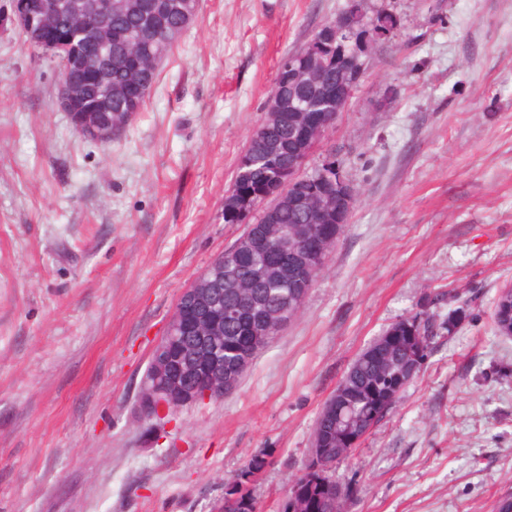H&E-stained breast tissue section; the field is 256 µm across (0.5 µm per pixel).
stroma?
<instances>
[{
    "label": "stroma",
    "mask_w": 512,
    "mask_h": 512,
    "mask_svg": "<svg viewBox=\"0 0 512 512\" xmlns=\"http://www.w3.org/2000/svg\"><path fill=\"white\" fill-rule=\"evenodd\" d=\"M349 0H200L112 142L54 105L53 63L0 0V512H213L260 450L281 512L319 412L357 355L448 290L476 296L332 475L348 512H496L512 493V0H361L398 19L306 165L355 203L297 315L238 389L141 419L181 292L242 234L222 218L281 59ZM321 176L332 188L340 192L325 195L313 207L314 211L321 212L324 209L336 207L338 214L349 213L353 205L354 197L350 189L347 188L348 182L340 166L333 163L331 160H326L322 163ZM159 370L154 363V360L152 358L149 359L146 370L144 372V375L142 377L140 386H139V392L137 395V399L141 395L142 397L146 396L145 392H148L149 395L153 396L154 399L157 397V393L159 391L165 392V398L168 403H170L173 399V396L168 392V390L163 387V378L159 376ZM144 385V386H142Z\"/></svg>",
    "instance_id": "35a3bbf8"
}]
</instances>
